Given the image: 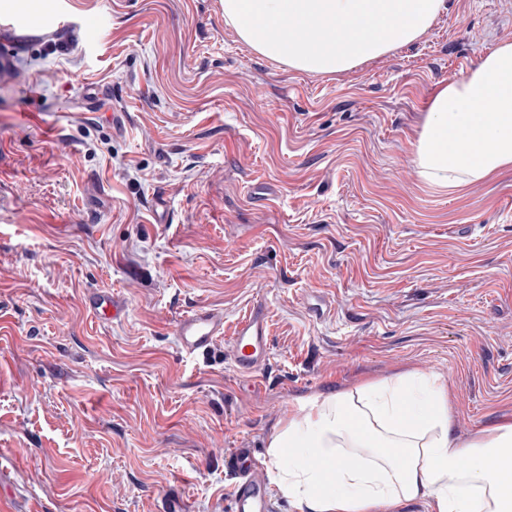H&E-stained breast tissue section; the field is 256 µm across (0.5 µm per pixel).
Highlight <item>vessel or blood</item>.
Listing matches in <instances>:
<instances>
[{"instance_id": "vessel-or-blood-1", "label": "vessel or blood", "mask_w": 512, "mask_h": 512, "mask_svg": "<svg viewBox=\"0 0 512 512\" xmlns=\"http://www.w3.org/2000/svg\"><path fill=\"white\" fill-rule=\"evenodd\" d=\"M85 309L98 320H121L128 311L127 302L112 291L92 288L83 295ZM269 311L264 305L253 306L232 336L224 334V313L218 309L199 308L181 316L174 326L179 350L189 355L209 353L219 339H227L228 356L234 372L253 376L262 371L270 358ZM238 479L230 491L232 512H273L268 484L260 472L251 449L236 454Z\"/></svg>"}]
</instances>
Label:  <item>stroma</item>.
Here are the masks:
<instances>
[{
	"label": "stroma",
	"mask_w": 512,
	"mask_h": 512,
	"mask_svg": "<svg viewBox=\"0 0 512 512\" xmlns=\"http://www.w3.org/2000/svg\"><path fill=\"white\" fill-rule=\"evenodd\" d=\"M447 3L315 75L222 0H0L63 21L0 74V512H230L226 454L265 462L300 400L397 372L447 387L459 442L512 415V169L439 193L412 155L439 85L512 40V0ZM90 288L126 317L95 322ZM259 301L257 376L177 348L180 315L229 334ZM85 309L104 323L121 320L128 311L127 302L112 291L92 288L83 295Z\"/></svg>",
	"instance_id": "1"
}]
</instances>
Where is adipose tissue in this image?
<instances>
[{"label":"adipose tissue","instance_id":"ef3b65f1","mask_svg":"<svg viewBox=\"0 0 512 512\" xmlns=\"http://www.w3.org/2000/svg\"><path fill=\"white\" fill-rule=\"evenodd\" d=\"M446 9V0H224V21L258 55L332 75L414 43ZM346 24L374 35L329 44L309 39ZM271 25L287 30V38L269 40ZM485 98L494 99L496 111H476ZM413 152L424 183L444 192L512 167L511 40L441 84ZM451 426L446 386L397 374L300 402L268 439V472L296 512H400L416 500L430 512H512V418L467 444Z\"/></svg>","mask_w":512,"mask_h":512}]
</instances>
